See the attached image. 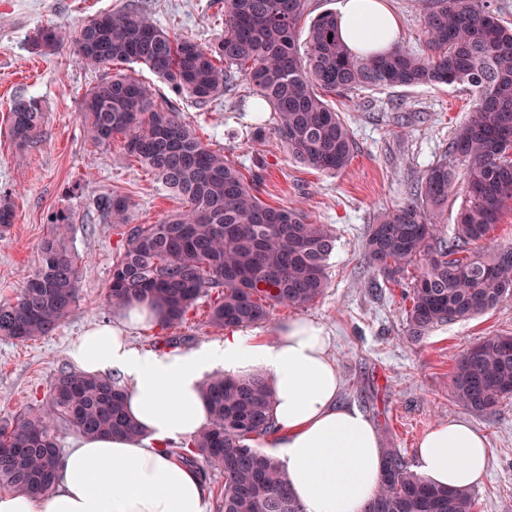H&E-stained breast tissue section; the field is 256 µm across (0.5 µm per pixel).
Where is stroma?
<instances>
[{
  "instance_id": "35a3bbf8",
  "label": "stroma",
  "mask_w": 512,
  "mask_h": 512,
  "mask_svg": "<svg viewBox=\"0 0 512 512\" xmlns=\"http://www.w3.org/2000/svg\"><path fill=\"white\" fill-rule=\"evenodd\" d=\"M137 2L170 33L211 45L224 35V0H0V191H9L15 220L0 227V301L15 297L23 273L40 259V246L53 214H70L68 237L78 254V300L68 318L50 335L28 341L0 339V420L37 407L61 369L71 368L69 344L83 330L108 319L104 295L118 253L120 230L97 207L99 198L120 196L133 224H158L181 206L147 172L127 157L121 141L110 147L88 142L80 104L105 72L77 62L74 44L49 56L34 54L38 29L65 25L77 29L99 12ZM399 21L398 42L418 53L428 46L421 31L424 0H387ZM35 97L45 122L39 143L18 146L7 116L15 97ZM255 98L247 81L200 111L184 99L179 109L212 150L257 175L259 197L271 205L301 206L310 220L330 225L336 248L328 261L329 287L307 307L278 306L266 322L245 333L270 339L294 318L322 324L333 338L332 354L344 388L342 402L370 416L383 444L412 461L421 437L451 418H466L484 432L492 450L488 475L474 488L477 512H512V402L479 415L451 396L456 357L478 339L512 334V298L466 321L435 327L420 339L409 337L404 280L372 288L364 270V243L377 215L411 200V189L441 161L473 103L468 89L445 85L360 89L331 99L356 143L345 171L321 173L288 154L271 112L262 139H254ZM206 302L173 334L185 350L223 339L204 312Z\"/></svg>"
}]
</instances>
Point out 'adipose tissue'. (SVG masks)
<instances>
[{
    "label": "adipose tissue",
    "instance_id": "adipose-tissue-1",
    "mask_svg": "<svg viewBox=\"0 0 512 512\" xmlns=\"http://www.w3.org/2000/svg\"><path fill=\"white\" fill-rule=\"evenodd\" d=\"M398 30L385 0L339 4V34L351 53L384 52ZM158 321L148 303L134 302L114 322L86 330L68 351L84 374L120 376L140 437H76L46 500L0 492V512H206V486L167 449L209 425L201 384L220 370L263 373L274 424L268 451L280 460L303 512H363L385 451L374 424L341 402L332 338L319 323L288 321L269 340L232 331L192 351H143L130 342L131 331ZM415 456L421 477L458 491L483 481L491 450L470 421L451 419L423 436Z\"/></svg>",
    "mask_w": 512,
    "mask_h": 512
}]
</instances>
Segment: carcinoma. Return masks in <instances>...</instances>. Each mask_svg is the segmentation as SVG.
<instances>
[{
  "label": "carcinoma",
  "mask_w": 512,
  "mask_h": 512,
  "mask_svg": "<svg viewBox=\"0 0 512 512\" xmlns=\"http://www.w3.org/2000/svg\"><path fill=\"white\" fill-rule=\"evenodd\" d=\"M307 0H224V37L203 46L172 36L136 5L92 16L70 35L42 29L31 47L53 54L74 38L80 63L112 68L84 96L83 127L93 143L122 139L157 183L185 202L160 224L127 226L121 197L98 202L124 228L112 264L105 306L113 313L150 299L161 310L158 327L180 326L191 307L210 294L207 321L220 329L266 321L274 306L306 307L329 288L328 260L336 237L298 206H273L247 177L212 150L179 109L125 71L146 65L176 95L204 110L234 90L236 76L273 112L275 131L298 163L324 173L344 171L352 134L329 97L359 89L433 84L473 93L448 155L433 165L415 198L380 213L369 226L364 257L372 283L394 282L417 265L406 323L412 338L487 313L512 297V242L491 243L490 232L512 207V28L484 0H426L423 32L430 53L396 44L383 55L356 56L338 34L333 13L319 15L300 46ZM10 133L20 146L39 140V100L14 99ZM463 201L454 234L439 238L434 216L448 205L457 167ZM11 193H0V227L14 223ZM41 247V262L23 277L16 297L0 302V338L48 336L69 316L78 297V265L68 243L70 219L56 213ZM453 399L487 414L512 400V335L485 336L456 359ZM211 421L192 440L168 452L193 466L202 459L224 475L219 512H303L288 490L280 462L252 442L273 428L263 374L205 379ZM116 377L63 371L38 407L0 423V491L43 497L52 493L63 460L58 424L85 436L136 438ZM469 491L427 483L395 448L386 449L384 474L365 512H474Z\"/></svg>",
  "instance_id": "carcinoma-1"
}]
</instances>
